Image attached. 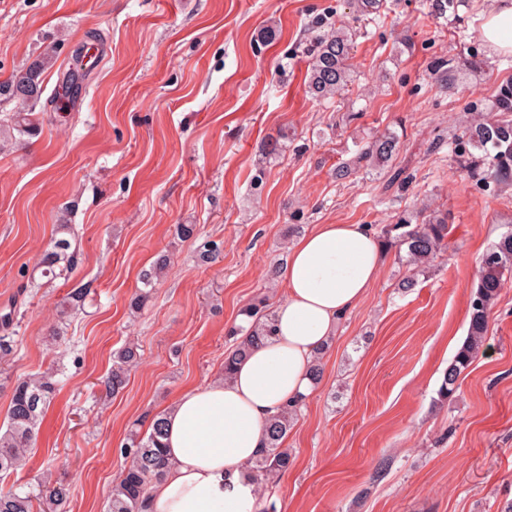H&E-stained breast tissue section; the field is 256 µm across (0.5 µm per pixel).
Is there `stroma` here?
I'll return each instance as SVG.
<instances>
[{"mask_svg": "<svg viewBox=\"0 0 512 512\" xmlns=\"http://www.w3.org/2000/svg\"><path fill=\"white\" fill-rule=\"evenodd\" d=\"M492 0H464L458 19L422 0H384L355 17L347 0H0V80L51 53L37 112L40 135L0 139V311L15 305L14 345L0 358V417L18 380L54 368L62 384L27 464L7 485L43 478L70 490L67 512H105L135 421L217 381L229 334L256 297L282 299L299 224H368L427 209L447 216L448 248L408 292L385 251L368 297L338 322L321 354L322 380L286 442L294 461L264 489L275 512H505L512 505V287L489 318L484 349L441 398L466 338L479 259L512 231V188L484 192L438 139L488 112L512 77L482 22ZM349 29L351 85L329 102L306 91L316 36ZM105 47L80 76L73 109L56 83L87 47ZM483 59V72L443 89L432 60ZM395 133L390 166L355 167L366 141ZM286 147L253 176L261 145ZM352 165L343 179L340 165ZM410 184L391 186L393 170ZM76 229L79 263L33 287L57 225ZM194 224L198 239L175 227ZM223 245L197 264L199 241ZM171 258L138 311L129 302L158 253ZM90 291L60 319L55 307ZM137 343L139 365L118 394L104 382L112 354Z\"/></svg>", "mask_w": 512, "mask_h": 512, "instance_id": "obj_1", "label": "stroma"}]
</instances>
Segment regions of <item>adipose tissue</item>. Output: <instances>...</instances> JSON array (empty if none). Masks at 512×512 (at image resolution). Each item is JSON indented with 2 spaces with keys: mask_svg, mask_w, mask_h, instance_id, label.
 <instances>
[{
  "mask_svg": "<svg viewBox=\"0 0 512 512\" xmlns=\"http://www.w3.org/2000/svg\"><path fill=\"white\" fill-rule=\"evenodd\" d=\"M494 2L483 37L512 55V0ZM381 252L365 224H319L292 243L276 336L238 361L231 381L185 392L167 411L175 465L150 486L142 512H261L248 465L264 446L266 422L310 394L316 352L376 284Z\"/></svg>",
  "mask_w": 512,
  "mask_h": 512,
  "instance_id": "1",
  "label": "adipose tissue"
}]
</instances>
